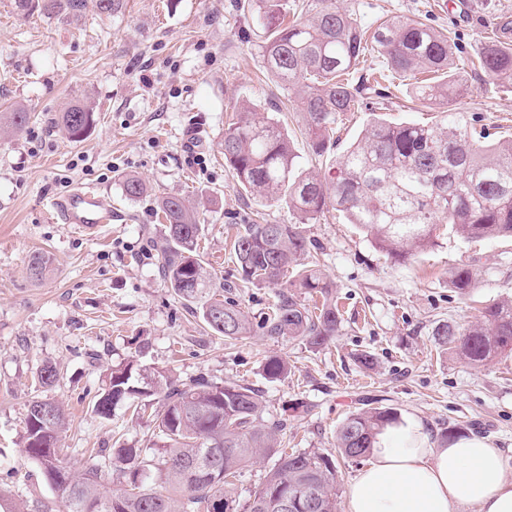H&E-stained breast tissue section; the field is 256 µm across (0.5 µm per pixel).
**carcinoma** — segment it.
Wrapping results in <instances>:
<instances>
[{
    "instance_id": "carcinoma-1",
    "label": "carcinoma",
    "mask_w": 512,
    "mask_h": 512,
    "mask_svg": "<svg viewBox=\"0 0 512 512\" xmlns=\"http://www.w3.org/2000/svg\"><path fill=\"white\" fill-rule=\"evenodd\" d=\"M257 19L266 72L279 87L294 92L304 112L311 151L323 156L335 147L338 120L364 103L366 81L354 80L360 58L375 50L387 73L427 70L433 81L416 85L415 98L441 107L435 124L393 122L375 113L358 139L336 155L333 176L303 170L286 133L248 105L235 110L220 143L224 164L240 189L259 201H283L298 224H247L235 238L233 251L241 276L253 284L288 283L263 329L271 337L288 336L312 348L327 345L339 331L342 315L332 284L322 273L301 267L298 260L314 247L301 225L336 210L381 251L397 261L427 250L433 228L447 224L462 238L512 239V140L490 144L472 140L464 112L448 106L460 84L458 47L448 34L427 24L400 18L382 21L373 32L336 0H308L306 18L285 24L280 15L286 0H260ZM84 0H17L48 17L81 11ZM478 64L496 81L512 84V48L496 40L484 43ZM29 119L22 106L0 113V128L20 132ZM73 141L87 136L94 113L76 101L57 118ZM147 191L136 176L123 182V192L138 199ZM163 232L150 240L165 282L199 309L205 329L242 339L252 332L247 315L233 300H224V286L200 259L202 231L199 208L178 194L156 199ZM31 278L40 280L49 259L30 256ZM477 273L459 267L450 286L466 293ZM317 296L310 306L297 290ZM434 342L473 366H485L512 352V302L485 304L474 321L446 323L433 333ZM288 375V362L269 358L264 377L270 382ZM58 378L56 364L37 372L43 388ZM157 396L154 445L114 448L105 456L90 453L84 473L73 474L61 445L68 425L64 408L49 398L29 400L23 418L22 451L33 460L43 482L56 494L65 512H225L215 502L242 506L234 512H258L253 502H272L286 490L297 501L294 512H339L335 456L359 460L369 455L377 435L403 424L396 409L374 406L347 417L336 430V454L292 451L279 447L282 419L264 418L259 390L237 383H214L204 377L180 383L129 360L108 368L92 409L104 419L116 406L146 410ZM258 456L274 459L253 494L240 503L238 483L245 467ZM109 467L122 484L120 492L102 491V472Z\"/></svg>"
}]
</instances>
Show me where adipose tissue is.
Instances as JSON below:
<instances>
[{"mask_svg": "<svg viewBox=\"0 0 512 512\" xmlns=\"http://www.w3.org/2000/svg\"><path fill=\"white\" fill-rule=\"evenodd\" d=\"M344 512H512L504 452L471 435L441 444L409 423L378 435Z\"/></svg>", "mask_w": 512, "mask_h": 512, "instance_id": "ef3b65f1", "label": "adipose tissue"}]
</instances>
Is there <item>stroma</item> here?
<instances>
[{
	"label": "stroma",
	"mask_w": 512,
	"mask_h": 512,
	"mask_svg": "<svg viewBox=\"0 0 512 512\" xmlns=\"http://www.w3.org/2000/svg\"><path fill=\"white\" fill-rule=\"evenodd\" d=\"M337 3L370 28L394 16L455 37L465 83L454 106L491 140L512 139V87L473 65L482 43L512 44V0ZM257 4L123 0L107 15L97 0H85L81 13L57 20L0 0V112L20 104L30 114L21 133H0V512L22 504L63 510L20 445L34 376L48 361L59 378L43 395L65 408L63 446L77 470L87 448L151 446L154 409L120 407L105 420L91 406L104 370L133 358L185 382L203 376L259 388L266 417L286 421L279 440L288 449L334 452L340 424L376 401L437 436L454 427L486 436L512 469V356L476 367L443 353L431 335L437 324H462L469 315V300L449 286L455 266L477 270L474 299H512V239L465 240L443 224L427 251L398 263L342 215L328 213L303 231L314 242L311 261L336 291L337 335L312 348L265 334L280 288L244 282L232 245L245 225L297 218L286 203L240 190L219 148L225 122L250 104L289 134L304 169L327 174L332 158L310 152L294 93L263 67L253 34ZM414 84L394 81L386 117L435 122L437 107L414 102ZM78 100L97 123L74 142L55 120ZM130 174L146 184L147 196L125 197ZM87 183L116 210L113 222L85 230L52 221L46 200ZM168 193L200 202V256L248 315L250 337L206 332L145 255L146 236L160 230L153 199ZM36 251L53 257L40 280L28 271ZM363 351L374 355V369L357 363ZM275 355L289 371L270 382L263 366Z\"/></svg>",
	"instance_id": "1"
}]
</instances>
